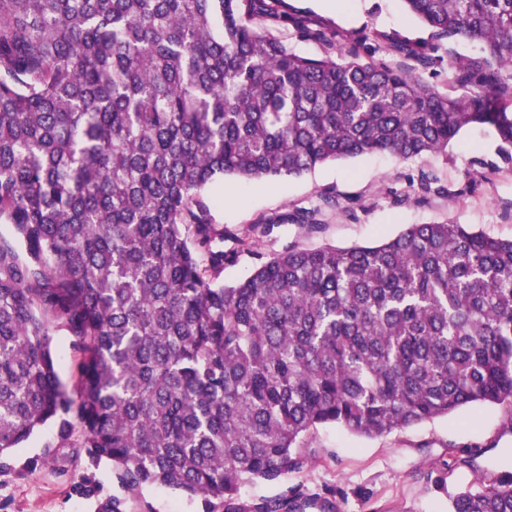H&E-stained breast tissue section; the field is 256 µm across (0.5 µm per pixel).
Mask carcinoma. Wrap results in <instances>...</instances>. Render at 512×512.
Wrapping results in <instances>:
<instances>
[{
    "instance_id": "1",
    "label": "carcinoma",
    "mask_w": 512,
    "mask_h": 512,
    "mask_svg": "<svg viewBox=\"0 0 512 512\" xmlns=\"http://www.w3.org/2000/svg\"><path fill=\"white\" fill-rule=\"evenodd\" d=\"M448 56V90L379 51L438 45L372 31L304 57L253 20L320 28L282 0H0V467L50 420L122 487L160 484L206 512L307 464L304 435L366 437L512 404V239L411 224L373 246L289 245L291 222L236 231L206 193L373 153L408 160L486 127L512 164V0H403ZM259 259L243 280L224 267ZM78 354L56 368L55 328ZM448 512H512V471Z\"/></svg>"
}]
</instances>
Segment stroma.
<instances>
[{"mask_svg":"<svg viewBox=\"0 0 512 512\" xmlns=\"http://www.w3.org/2000/svg\"><path fill=\"white\" fill-rule=\"evenodd\" d=\"M346 8L341 16L301 0L282 2V11L317 24L332 35L331 43L301 38L289 24L272 33L295 53L315 58L346 52L369 30L396 42L438 43L442 57L477 54L469 41H435L402 0H347ZM498 148L492 134L470 129L447 150L414 159L365 155L273 183L229 178L210 188L207 201L214 223L243 229L335 197L323 232L309 235L297 225H282L269 237L274 250L292 243L372 245L411 224L445 222L512 239V166L502 163ZM425 177L442 193L421 192ZM303 445L309 460L302 470L242 486L236 500L242 512L274 499L296 502L295 512H448L451 495L480 485L481 473L512 461V406L468 407L371 438L320 425ZM9 463L0 471V512H99L112 497L122 500L124 512L205 510L201 499L158 484L125 491L108 461L92 463L86 453L61 443L52 422L12 449Z\"/></svg>","mask_w":512,"mask_h":512,"instance_id":"35a3bbf8","label":"stroma"}]
</instances>
